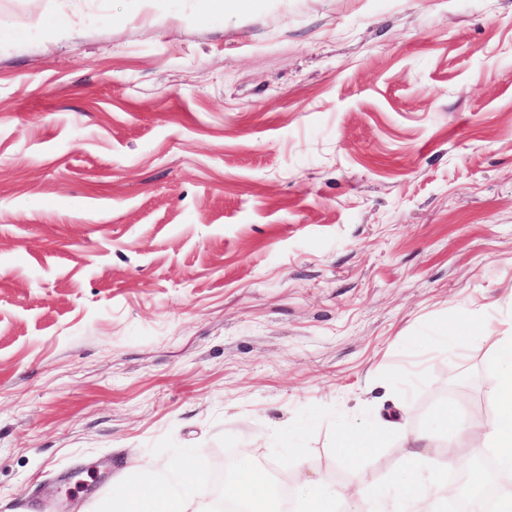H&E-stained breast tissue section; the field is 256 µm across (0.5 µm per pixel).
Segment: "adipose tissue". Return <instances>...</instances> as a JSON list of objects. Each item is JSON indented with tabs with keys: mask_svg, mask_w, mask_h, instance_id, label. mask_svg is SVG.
Wrapping results in <instances>:
<instances>
[{
	"mask_svg": "<svg viewBox=\"0 0 512 512\" xmlns=\"http://www.w3.org/2000/svg\"><path fill=\"white\" fill-rule=\"evenodd\" d=\"M493 379L487 406L493 412L490 424L479 425L451 402L437 409L428 429L416 433L406 427L405 415L389 424L343 423L336 437L341 462L360 466L382 447L391 429H399L406 449L388 483L391 492L374 501L360 498L353 484L333 486L308 481L298 497L301 512H437L448 502L449 469L463 461L460 443L474 439L476 447L492 450L499 476H512V329L499 340L498 355L489 369ZM239 470L246 482H233L225 489L230 499L243 501L248 512H280L276 490L268 476L254 466L249 452H242ZM196 467L153 469L143 473L125 493L113 498L109 512H193L196 506Z\"/></svg>",
	"mask_w": 512,
	"mask_h": 512,
	"instance_id": "1",
	"label": "adipose tissue"
}]
</instances>
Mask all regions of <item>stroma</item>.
Segmentation results:
<instances>
[{"instance_id":"35a3bbf8","label":"stroma","mask_w":512,"mask_h":512,"mask_svg":"<svg viewBox=\"0 0 512 512\" xmlns=\"http://www.w3.org/2000/svg\"><path fill=\"white\" fill-rule=\"evenodd\" d=\"M510 309L512 0H0V512L247 445L374 497L342 419L477 415Z\"/></svg>"}]
</instances>
